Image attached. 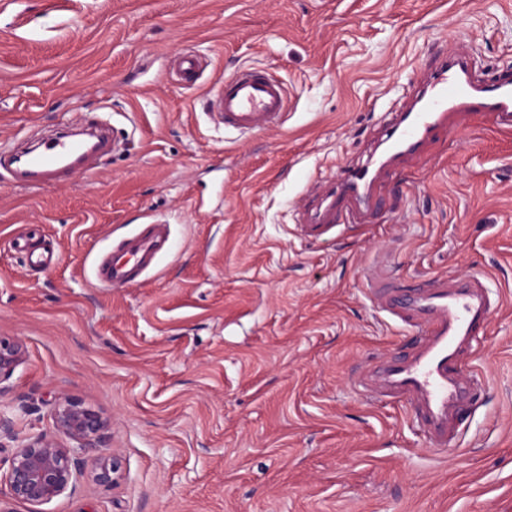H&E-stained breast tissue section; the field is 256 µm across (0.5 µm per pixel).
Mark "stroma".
Returning a JSON list of instances; mask_svg holds the SVG:
<instances>
[{
  "label": "stroma",
  "instance_id": "stroma-1",
  "mask_svg": "<svg viewBox=\"0 0 512 512\" xmlns=\"http://www.w3.org/2000/svg\"><path fill=\"white\" fill-rule=\"evenodd\" d=\"M459 45L479 77L512 64V0H0V142L68 119L118 143L44 189L0 168V336L22 346L0 414L53 436L56 399H77L109 418L123 473L15 512H512V130L466 117L382 181L364 223L301 230L308 185L365 162L381 109ZM247 65L285 84L288 115L240 136L205 101ZM146 215L169 251L99 286L96 256ZM27 237L57 264L33 265ZM373 274L479 275L499 296L447 454L405 404L353 389L411 344Z\"/></svg>",
  "mask_w": 512,
  "mask_h": 512
}]
</instances>
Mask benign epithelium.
I'll return each mask as SVG.
<instances>
[{"instance_id": "benign-epithelium-1", "label": "benign epithelium", "mask_w": 512, "mask_h": 512, "mask_svg": "<svg viewBox=\"0 0 512 512\" xmlns=\"http://www.w3.org/2000/svg\"><path fill=\"white\" fill-rule=\"evenodd\" d=\"M20 362L18 341L0 337V394L4 392L2 383L12 377ZM55 420L59 431L75 444L66 445L46 435L21 437L12 430V421L0 415V448L7 442L13 444L5 474L12 500L39 505L75 491L84 473V454L105 439L108 428L98 412L70 397L57 402ZM94 467L100 483H115L122 476L114 456L96 457Z\"/></svg>"}]
</instances>
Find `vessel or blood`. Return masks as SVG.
Listing matches in <instances>:
<instances>
[{"instance_id": "1", "label": "vessel or blood", "mask_w": 512, "mask_h": 512, "mask_svg": "<svg viewBox=\"0 0 512 512\" xmlns=\"http://www.w3.org/2000/svg\"><path fill=\"white\" fill-rule=\"evenodd\" d=\"M285 85L259 67L239 69L213 93L210 110L225 128L256 135L280 126L286 115ZM387 149L364 165L340 169L330 186L314 184L309 194L325 197V220L304 228L318 241L342 224L365 218L371 186L378 170L395 158L421 153L427 141L448 137L454 119L487 114L512 128V76L493 83L475 79L470 59L454 52L436 57L412 105L404 110L385 107ZM88 154L80 141L63 134L38 149L13 155L22 186L52 185L61 174L75 170ZM169 238L162 220L105 253L96 265V279L105 287L137 283ZM373 305L414 330L412 348L402 355L380 358L358 379L367 398H397L411 409L410 420L435 451L454 447L456 427L481 388L469 359L489 329L496 304L475 277L434 282L426 288L398 291L379 278L369 281Z\"/></svg>"}]
</instances>
